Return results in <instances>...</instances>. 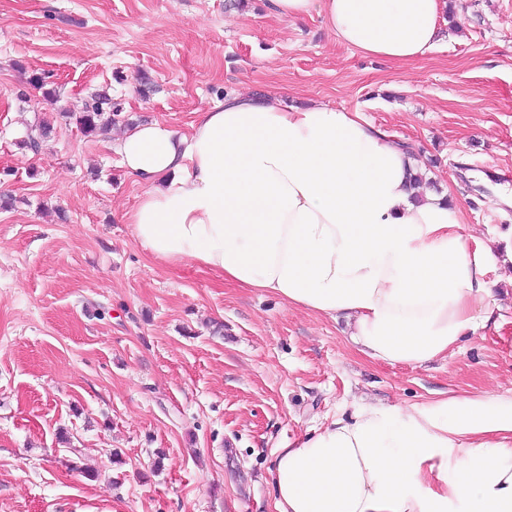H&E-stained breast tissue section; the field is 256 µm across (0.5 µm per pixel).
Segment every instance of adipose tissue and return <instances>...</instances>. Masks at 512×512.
<instances>
[{"label": "adipose tissue", "mask_w": 512, "mask_h": 512, "mask_svg": "<svg viewBox=\"0 0 512 512\" xmlns=\"http://www.w3.org/2000/svg\"><path fill=\"white\" fill-rule=\"evenodd\" d=\"M442 0H266L324 19L340 44L396 63L436 43ZM119 165L144 191L124 221L167 265L342 317L391 365L447 356L494 314L490 248L468 249L451 190L416 191L414 150L327 104L230 94L190 133L128 127ZM276 512H512V393L357 405L278 449Z\"/></svg>", "instance_id": "1"}]
</instances>
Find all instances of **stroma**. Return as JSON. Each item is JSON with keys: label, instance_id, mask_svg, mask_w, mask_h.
<instances>
[{"label": "stroma", "instance_id": "stroma-1", "mask_svg": "<svg viewBox=\"0 0 512 512\" xmlns=\"http://www.w3.org/2000/svg\"><path fill=\"white\" fill-rule=\"evenodd\" d=\"M454 4L399 64L264 0H0V512H275L276 449L353 402L512 391V267H490L494 315L454 354L369 359L345 320L155 260L121 221L142 194L112 148L122 126L87 136L64 117L102 90L182 133L238 92L358 111L413 144L464 236L499 249L512 207L479 177L512 172V0ZM43 122L41 150L22 147Z\"/></svg>", "mask_w": 512, "mask_h": 512}]
</instances>
